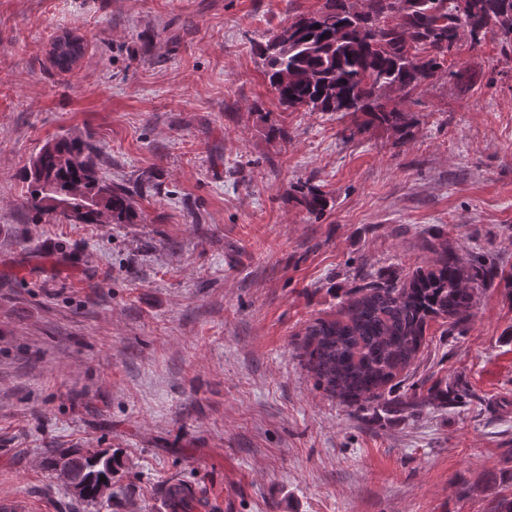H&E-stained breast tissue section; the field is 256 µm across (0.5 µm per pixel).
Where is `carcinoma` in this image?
Listing matches in <instances>:
<instances>
[{"label": "carcinoma", "instance_id": "1", "mask_svg": "<svg viewBox=\"0 0 512 512\" xmlns=\"http://www.w3.org/2000/svg\"><path fill=\"white\" fill-rule=\"evenodd\" d=\"M326 0L323 10L302 14L283 28L284 45L269 40L260 47L266 75L279 102L310 112H344L356 131L372 123L402 131L407 115L387 106L386 92L410 93L432 78L444 63L459 26L478 42L494 27L502 42L512 45V0H471L465 21L455 15L456 0ZM398 15L399 22L381 20ZM428 50L421 57L418 48ZM367 117L363 123L359 116ZM24 206L38 212L60 211L82 224H132L137 218L132 196L120 185L106 184L96 174V148L81 138H61L45 145L28 174ZM312 214L327 206L316 186L298 187ZM433 264L416 269L398 283L363 281L339 311V317L317 319L306 328L301 346L305 366L323 391L350 405L378 403L413 413L430 397L413 395L390 400L391 382L419 352L429 321L448 320V333L461 329L481 290L499 276L491 262L463 263L448 239L427 242ZM68 470L82 485L81 498L98 499L100 477L112 480L113 457L87 456L49 449L46 468Z\"/></svg>", "mask_w": 512, "mask_h": 512}]
</instances>
